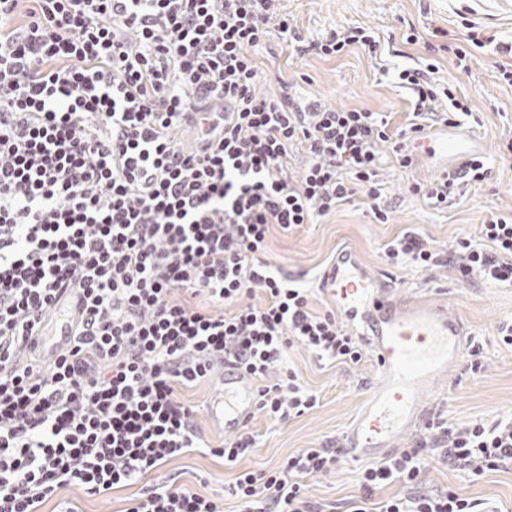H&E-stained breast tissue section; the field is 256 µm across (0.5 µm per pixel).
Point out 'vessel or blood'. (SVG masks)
Segmentation results:
<instances>
[{"label": "vessel or blood", "mask_w": 512, "mask_h": 512, "mask_svg": "<svg viewBox=\"0 0 512 512\" xmlns=\"http://www.w3.org/2000/svg\"><path fill=\"white\" fill-rule=\"evenodd\" d=\"M426 144L428 156L437 159V170L445 176L455 175L487 152L483 137L459 125L433 128ZM322 290L348 329L368 344L376 365L364 409L344 433L345 452L356 460H383L413 424L427 422V415L418 412L422 396L440 372L460 360L467 345L464 324L444 307L399 311L396 284L373 274L360 253L350 248L337 251ZM70 313L69 301H60L55 343L36 337L34 345L42 358H52L70 341ZM255 406L252 379L236 364L225 362L207 409L209 418L232 435L250 420Z\"/></svg>", "instance_id": "obj_1"}]
</instances>
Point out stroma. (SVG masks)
Listing matches in <instances>:
<instances>
[{
    "label": "stroma",
    "mask_w": 512,
    "mask_h": 512,
    "mask_svg": "<svg viewBox=\"0 0 512 512\" xmlns=\"http://www.w3.org/2000/svg\"><path fill=\"white\" fill-rule=\"evenodd\" d=\"M282 5L307 41L348 26L375 29L383 57L378 60L355 48L330 60L315 55L296 59L273 45L257 56L271 78L263 92L276 95V80L282 77L299 84L304 95L324 103L387 113L397 126L404 123L410 110L409 94L383 76L380 68L416 66L425 57L423 45L406 43L409 28L423 34L439 28L460 39L466 34V25L472 24L487 29L498 40L512 42V0H283ZM436 58L440 82L453 85L457 95L468 99L478 120L476 130L488 142L485 162L490 178L463 187L448 209H433L407 190L411 180L436 178L432 159L420 158L416 169L407 172L397 166L390 148H383L382 176L394 207L391 223H374L366 204L357 201L339 207L318 223L273 231L268 259L296 286L310 289L312 304L320 311L330 306L319 290L320 277L336 251L344 247L359 251L372 273L397 280L403 300L447 305L464 323L470 339L481 346V367L471 370L465 356L453 370L437 377L434 385L439 397L432 417L464 423L512 415V348L500 345L495 336L498 322L512 315V286L487 288L463 279L450 267L421 271L408 264L393 265L384 249L407 230L421 233L437 248L450 249L461 239L477 238L490 211H512V157L499 151L501 142L512 138V86L494 78L491 52L478 53L467 74L456 70L446 53H437ZM288 363L300 382L318 395L319 404L285 423L255 415L252 431L256 444L241 460L243 468L273 467L299 449L322 443L341 445L375 375V362L368 352L359 363L336 365L296 345L288 352ZM363 467V462L343 457L335 470L309 478V491L314 498L334 504L335 512H344L348 499L360 492L357 478ZM166 470L180 473L182 482L201 493L224 496L228 473L220 459L188 453L169 463ZM423 478L427 488L457 486L485 500L493 512H512V471L490 472L472 480L430 460Z\"/></svg>",
    "instance_id": "1"
}]
</instances>
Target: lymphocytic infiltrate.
<instances>
[{
    "instance_id": "f902f5d3",
    "label": "lymphocytic infiltrate",
    "mask_w": 512,
    "mask_h": 512,
    "mask_svg": "<svg viewBox=\"0 0 512 512\" xmlns=\"http://www.w3.org/2000/svg\"><path fill=\"white\" fill-rule=\"evenodd\" d=\"M274 38L324 59L380 49L363 26L297 45L281 0H0V512H41L51 500L55 512H80L63 490L132 485L124 512H224L189 485L147 480L202 445L231 468L224 491L240 512H327L308 480L335 468L340 449L238 469L252 431L204 445L185 393L231 361L254 377L271 421L315 409L318 396L286 366L289 348L355 364L361 343L335 310L316 311L308 289L274 271L272 231L316 223L359 194L376 223H390L381 146L413 169L410 145L429 122L472 110L439 89L433 63L396 68L412 103L400 128L366 108L303 107L287 81L268 98L256 51ZM488 46L500 56L497 79L512 86V43L473 27L442 49L467 73L473 49ZM219 108L223 124L205 126ZM189 124L200 134L184 147L174 132ZM297 146L307 161L293 172ZM488 175L477 159L457 178L408 190L444 209L460 185ZM385 255L512 285V214L490 213L477 239L450 252L408 231ZM73 291L71 341L32 363L31 337ZM428 453L474 479L511 471L512 416L429 424L415 447L359 472L347 512H487L459 488L426 489ZM396 481L403 495L376 499Z\"/></svg>"
}]
</instances>
